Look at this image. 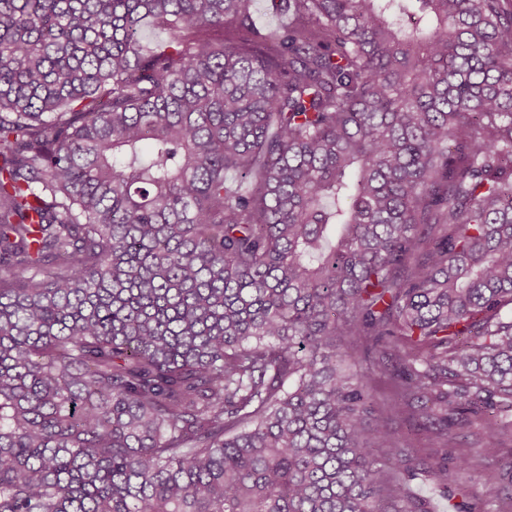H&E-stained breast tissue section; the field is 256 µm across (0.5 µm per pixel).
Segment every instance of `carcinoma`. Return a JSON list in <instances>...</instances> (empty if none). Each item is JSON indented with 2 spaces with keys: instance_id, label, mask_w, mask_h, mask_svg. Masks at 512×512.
Here are the masks:
<instances>
[{
  "instance_id": "obj_1",
  "label": "carcinoma",
  "mask_w": 512,
  "mask_h": 512,
  "mask_svg": "<svg viewBox=\"0 0 512 512\" xmlns=\"http://www.w3.org/2000/svg\"><path fill=\"white\" fill-rule=\"evenodd\" d=\"M283 2L0 0V512H423L357 354L512 412V0ZM254 17L260 26L274 33L288 26V10L275 12L271 9L270 2L266 0H257Z\"/></svg>"
}]
</instances>
